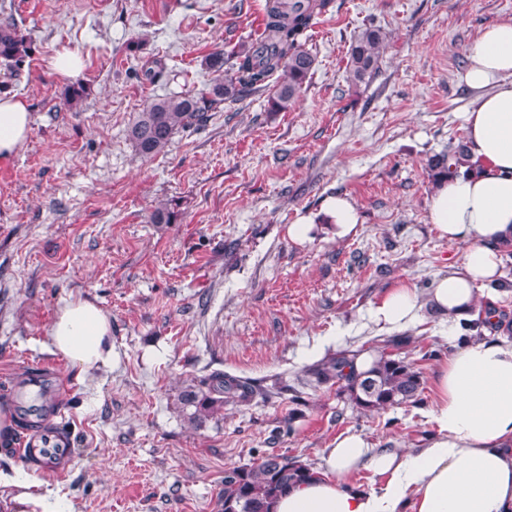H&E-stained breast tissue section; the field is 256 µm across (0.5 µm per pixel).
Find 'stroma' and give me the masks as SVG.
<instances>
[{"instance_id":"35a3bbf8","label":"stroma","mask_w":512,"mask_h":512,"mask_svg":"<svg viewBox=\"0 0 512 512\" xmlns=\"http://www.w3.org/2000/svg\"><path fill=\"white\" fill-rule=\"evenodd\" d=\"M266 0H0L31 39L18 66L0 63V93L24 99L27 138L0 163V408L39 362L71 439L66 473L0 446V470L24 467L74 512H218L224 470L281 454L317 465L340 434L416 448L435 429L436 377L459 348L426 303L466 246L429 219L431 165L465 139L472 100L466 49L512 20V0H336L309 31L314 74L288 111L267 90L138 155L128 128L155 97L203 88L215 48L258 39ZM387 34L378 72L347 79L350 44L368 24ZM80 55L71 80L58 51ZM82 85L79 111L64 104ZM345 197L355 233L305 242L290 224ZM178 198L175 224H152ZM407 287L424 306L403 354L421 372L416 403L356 410L307 369L342 351L379 354L392 330L371 311ZM88 299L112 322V367L78 381L46 347L65 300ZM257 382L246 405L200 426L182 394L213 371ZM179 200L170 199L159 202L148 215V221L152 224H175L181 214Z\"/></svg>"}]
</instances>
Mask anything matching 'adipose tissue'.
<instances>
[{"mask_svg": "<svg viewBox=\"0 0 512 512\" xmlns=\"http://www.w3.org/2000/svg\"><path fill=\"white\" fill-rule=\"evenodd\" d=\"M465 81L475 97L462 119L474 170L437 182L430 222L449 242H467L460 263L436 278L431 305L453 323L471 318L483 287L499 276L501 250L512 245V21L486 27L466 50ZM31 114L25 101L0 97V162L26 140ZM337 237L355 232L358 214L332 196L321 216L307 215L288 227L304 240L317 218ZM422 309L408 288L386 292L373 309L376 321L403 327ZM51 353L67 359L77 378L112 365V323L90 300H68L48 330ZM434 432L419 448H379L360 432L337 436L325 449L315 479L294 486L272 512H512V337L472 340L442 367ZM366 470L377 479L351 483ZM0 486L15 493L0 512H69L53 489L37 487L23 469L0 472Z\"/></svg>", "mask_w": 512, "mask_h": 512, "instance_id": "obj_1", "label": "adipose tissue"}]
</instances>
